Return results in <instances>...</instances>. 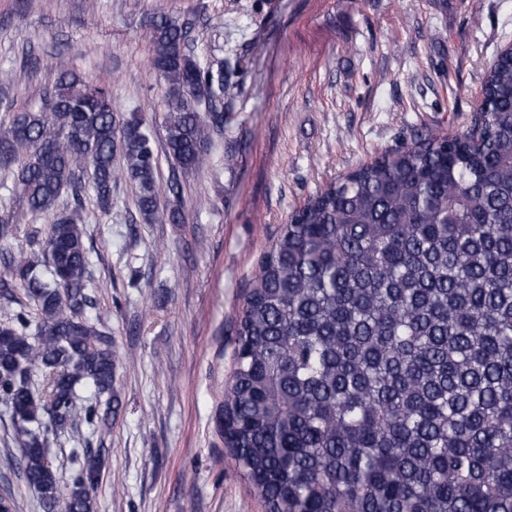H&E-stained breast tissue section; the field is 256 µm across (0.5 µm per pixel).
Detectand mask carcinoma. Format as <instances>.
<instances>
[{"mask_svg": "<svg viewBox=\"0 0 512 512\" xmlns=\"http://www.w3.org/2000/svg\"><path fill=\"white\" fill-rule=\"evenodd\" d=\"M192 21L152 24L170 161L193 170L224 126V60L189 48ZM469 125L428 132L292 212L260 260L224 388V434L268 512H512V55L498 54ZM0 120L30 213L51 217L41 257L8 260L0 297L36 308L0 322V405L17 465L45 512H95L104 459L75 455L60 486L52 441L111 425L115 366L90 318L81 197L112 205L127 179L146 223L160 196L151 138L112 88L61 69ZM73 205L55 212L60 197ZM91 383L108 411L82 400Z\"/></svg>", "mask_w": 512, "mask_h": 512, "instance_id": "1", "label": "carcinoma"}]
</instances>
